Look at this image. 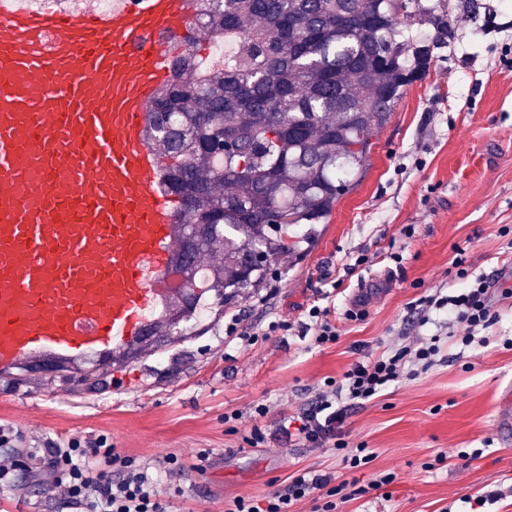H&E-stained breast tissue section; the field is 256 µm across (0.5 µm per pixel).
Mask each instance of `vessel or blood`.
Returning a JSON list of instances; mask_svg holds the SVG:
<instances>
[{"mask_svg":"<svg viewBox=\"0 0 512 512\" xmlns=\"http://www.w3.org/2000/svg\"><path fill=\"white\" fill-rule=\"evenodd\" d=\"M191 22L190 0H0L1 371L124 344L157 311L180 202L145 128Z\"/></svg>","mask_w":512,"mask_h":512,"instance_id":"b4317fda","label":"vessel or blood"}]
</instances>
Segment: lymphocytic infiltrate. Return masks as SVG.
Returning a JSON list of instances; mask_svg holds the SVG:
<instances>
[{
  "mask_svg": "<svg viewBox=\"0 0 512 512\" xmlns=\"http://www.w3.org/2000/svg\"><path fill=\"white\" fill-rule=\"evenodd\" d=\"M459 285L448 294L424 295L411 302L409 309L419 324H428L432 315H441L447 335L427 338L399 337L372 360L355 361L340 379L325 380L314 401L288 417L277 432L252 427L240 439L252 448L275 442L299 443L329 448L340 456L345 468L357 469L375 457L366 444L349 447L344 431L348 409L375 399L392 385L432 368L448 345L469 348L480 332L499 320L492 303L493 293L511 299L512 289L494 290L486 278L472 275L462 255L452 260ZM279 329L312 334L315 345L337 342L340 333L330 307L311 306L306 321L284 320ZM26 442L23 432L0 427V489H12L20 474L51 487L56 496L82 507L84 512H166L165 498L178 489L186 472L181 456L140 459L125 455L100 435L72 439L45 449L43 455H20ZM394 473L375 475L367 486L352 487L337 482L334 474L303 471L288 479L284 491L259 500L237 498L231 512H290L294 502L316 501L315 512H335L338 500H351L366 491L391 484Z\"/></svg>",
  "mask_w": 512,
  "mask_h": 512,
  "instance_id": "1",
  "label": "lymphocytic infiltrate"
}]
</instances>
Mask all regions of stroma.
Returning a JSON list of instances; mask_svg holds the SVG:
<instances>
[{
  "label": "stroma",
  "instance_id": "stroma-1",
  "mask_svg": "<svg viewBox=\"0 0 512 512\" xmlns=\"http://www.w3.org/2000/svg\"><path fill=\"white\" fill-rule=\"evenodd\" d=\"M423 2L450 18L452 33L403 21L406 35L431 45L429 69L396 105L359 185L326 223L306 225L305 253L281 254L262 287L242 289L232 302L207 296L203 315L89 382L45 371L56 351L34 352L29 372L0 375V425L35 435L39 448L104 434L133 457L182 456L188 470L180 492L167 497L168 512H230L236 498L284 490L299 469L361 486L375 473H395L390 485L336 512H468L462 496L491 490L501 497L489 512H512V425L500 421L512 416V349L502 346L512 338V300L496 301L500 319L486 345L349 411V444L375 452L366 466L346 469L327 448H249L240 439L256 425L275 430L325 378H340L401 334L436 333L435 325H412L409 304L454 287L456 248L473 275L512 280V0ZM361 253L368 263L349 270ZM363 295L366 317L339 321L335 344L317 347L274 327L322 303L342 314ZM230 323L259 332L258 341L240 344L225 333ZM260 405L267 413L258 418ZM232 411L241 415L235 435L224 424ZM473 449L479 457L459 468L458 453ZM199 450L209 454L201 465ZM439 454L440 468L425 471ZM0 512L77 510L24 480L0 492Z\"/></svg>",
  "mask_w": 512,
  "mask_h": 512
}]
</instances>
